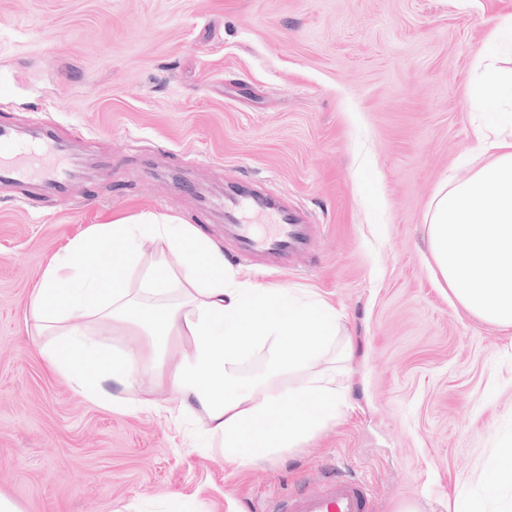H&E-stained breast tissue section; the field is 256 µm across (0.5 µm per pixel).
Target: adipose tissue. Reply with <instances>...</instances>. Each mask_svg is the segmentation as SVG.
<instances>
[{
    "instance_id": "ef3b65f1",
    "label": "adipose tissue",
    "mask_w": 512,
    "mask_h": 512,
    "mask_svg": "<svg viewBox=\"0 0 512 512\" xmlns=\"http://www.w3.org/2000/svg\"><path fill=\"white\" fill-rule=\"evenodd\" d=\"M512 13L500 17L475 59L471 100L480 108L465 181L436 193L428 219L435 265L458 302L481 320L512 330ZM111 249V263L98 254ZM141 274L129 290L113 267ZM343 315L315 297L239 279L223 253L189 224L145 214L99 224L73 239L34 290L31 320L46 366L92 403L126 409L119 390L142 367L175 395L172 417L198 419L206 447L248 463L299 447L335 422L346 401L350 337ZM131 327L140 354L92 339L104 325ZM188 342L175 363L161 349ZM260 356L250 378L241 370Z\"/></svg>"
}]
</instances>
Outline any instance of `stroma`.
I'll return each instance as SVG.
<instances>
[{
  "label": "stroma",
  "instance_id": "1",
  "mask_svg": "<svg viewBox=\"0 0 512 512\" xmlns=\"http://www.w3.org/2000/svg\"><path fill=\"white\" fill-rule=\"evenodd\" d=\"M512 0H0V124L51 127L93 158L60 202L0 186V496L22 512H255L328 473L378 512H450L512 449V331L437 274L427 214L472 173L478 49ZM259 181L306 212L311 252L235 257L224 188ZM190 224L241 278L323 299L356 352L348 404L272 459L225 461L165 413L117 412L50 372L35 284L96 224Z\"/></svg>",
  "mask_w": 512,
  "mask_h": 512
}]
</instances>
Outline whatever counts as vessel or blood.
I'll list each match as a JSON object with an SVG mask.
<instances>
[{"mask_svg":"<svg viewBox=\"0 0 512 512\" xmlns=\"http://www.w3.org/2000/svg\"><path fill=\"white\" fill-rule=\"evenodd\" d=\"M60 151L53 134L31 144L0 125V185L32 181L51 189L59 199H67L68 170L54 159ZM224 221L236 228V251L243 257L287 256L301 250L306 242V224L297 211L270 194L254 191L245 180L233 181L225 193ZM375 508L363 480L338 472L318 484L266 500L260 512H374Z\"/></svg>","mask_w":512,"mask_h":512,"instance_id":"obj_1","label":"vessel or blood"}]
</instances>
